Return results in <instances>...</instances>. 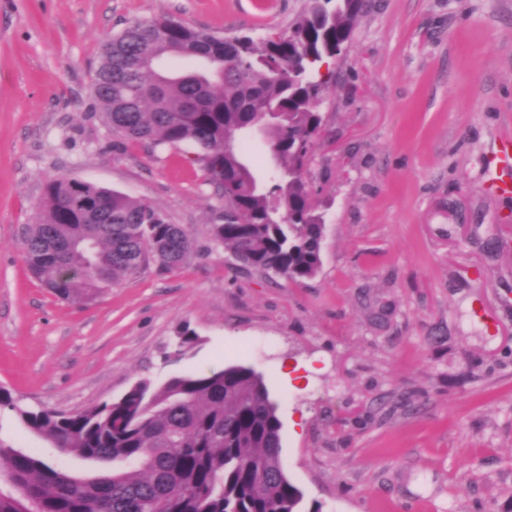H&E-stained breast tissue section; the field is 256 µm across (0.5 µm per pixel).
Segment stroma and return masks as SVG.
I'll return each mask as SVG.
<instances>
[{"label": "stroma", "instance_id": "1", "mask_svg": "<svg viewBox=\"0 0 512 512\" xmlns=\"http://www.w3.org/2000/svg\"><path fill=\"white\" fill-rule=\"evenodd\" d=\"M378 2L329 65L307 176L322 265L292 282L214 243L224 200L195 148L125 143L91 83L103 41L133 23L262 38L307 0H0V386L69 413L245 365L276 405L299 512H512V196L483 188L512 135V0ZM60 176L157 206L191 259L91 301L50 294L23 239ZM186 329L198 343L181 355ZM0 441L94 468L7 410Z\"/></svg>", "mask_w": 512, "mask_h": 512}]
</instances>
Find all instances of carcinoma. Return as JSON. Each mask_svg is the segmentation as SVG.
Returning a JSON list of instances; mask_svg holds the SVG:
<instances>
[{"mask_svg":"<svg viewBox=\"0 0 512 512\" xmlns=\"http://www.w3.org/2000/svg\"><path fill=\"white\" fill-rule=\"evenodd\" d=\"M374 7L375 0H308L288 29L259 40L221 38L169 18L137 22L102 45L95 103L126 142L197 149L224 197L210 225L217 244L266 275L311 278L324 222L304 168L329 83L317 65L347 51L358 19ZM169 56L205 67L165 74L157 63ZM267 113L279 175L265 194L244 156L255 119ZM100 198L110 224L83 205ZM23 251L49 292L93 299L151 266L181 267L193 242L152 204L62 176L46 184ZM0 409L62 452L114 464L76 474L0 442V512H298L302 494L281 459L282 424L263 375L250 367L143 380L117 400L67 414L31 409L0 387Z\"/></svg>","mask_w":512,"mask_h":512,"instance_id":"1","label":"carcinoma"}]
</instances>
